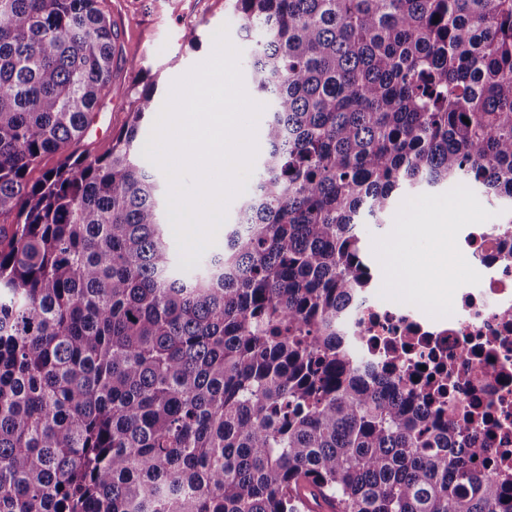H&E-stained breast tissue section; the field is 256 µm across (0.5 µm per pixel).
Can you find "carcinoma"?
<instances>
[{
  "label": "carcinoma",
  "instance_id": "obj_1",
  "mask_svg": "<svg viewBox=\"0 0 512 512\" xmlns=\"http://www.w3.org/2000/svg\"><path fill=\"white\" fill-rule=\"evenodd\" d=\"M266 151L190 268L100 0H0V512H512V472L343 335L359 224L459 184L512 224V0H228ZM103 155L70 150L107 93ZM60 164L36 182L48 154ZM132 109L131 100L126 96L110 93L103 97L91 116L84 138L70 150L105 153L112 146V136L127 124ZM252 177H253V172H252V175L251 177L249 178V181H248V184H247V187H246V190L238 195L237 197H235L231 202L230 204L228 205V208H227V218H226V221L224 222V224L221 226V228L219 229L218 231V234H217V237H216V242L213 246L209 247L201 256V259H203L204 257L208 256L209 254L215 252V251H218L219 249L222 248V246L224 245V234L225 232L228 230L229 228V225H230V222L232 221L234 215H235V212L240 204V202L242 201V199L247 195L248 193V190L251 186V182H252ZM200 259V260H201Z\"/></svg>",
  "mask_w": 512,
  "mask_h": 512
}]
</instances>
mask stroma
Listing matches in <instances>:
<instances>
[{
  "instance_id": "35a3bbf8",
  "label": "stroma",
  "mask_w": 512,
  "mask_h": 512,
  "mask_svg": "<svg viewBox=\"0 0 512 512\" xmlns=\"http://www.w3.org/2000/svg\"><path fill=\"white\" fill-rule=\"evenodd\" d=\"M103 6L118 35L115 43L112 82L127 85L137 74L154 80L160 99H167L173 81L212 53V36L227 27L229 38L242 55L250 46L241 41L236 20L224 8V0H103ZM196 31L198 45H191L188 31ZM137 69H130L129 60ZM133 106L123 95L102 98L91 116L78 151L105 153L112 137L125 127ZM460 188L456 185L427 188L411 199L398 201L384 224H364L367 261L374 273L379 296H389L392 267L384 249L396 225L426 218L437 206L457 203Z\"/></svg>"
}]
</instances>
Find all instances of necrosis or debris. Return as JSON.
Listing matches in <instances>:
<instances>
[{"label":"necrosis or debris","mask_w":512,"mask_h":512,"mask_svg":"<svg viewBox=\"0 0 512 512\" xmlns=\"http://www.w3.org/2000/svg\"><path fill=\"white\" fill-rule=\"evenodd\" d=\"M457 249L455 303L446 313L414 299L369 301L352 314L350 334L366 369H380L393 350L397 377L414 378L426 366L455 400L449 419L469 425L492 468L512 471V259L505 257L512 237L504 225L467 222ZM489 367L494 376H486Z\"/></svg>","instance_id":"4bbe7bcc"}]
</instances>
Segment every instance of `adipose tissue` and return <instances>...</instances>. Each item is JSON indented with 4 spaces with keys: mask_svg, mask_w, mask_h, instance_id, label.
<instances>
[{
    "mask_svg": "<svg viewBox=\"0 0 512 512\" xmlns=\"http://www.w3.org/2000/svg\"><path fill=\"white\" fill-rule=\"evenodd\" d=\"M453 211L448 207H440L429 218L416 224L399 225L395 235L386 246L394 271L398 278H412L413 272L403 253L402 245L415 239H427L433 242L439 255V260L430 271L429 276L434 282L430 293L431 298L437 302L448 298V242L452 227Z\"/></svg>",
    "mask_w": 512,
    "mask_h": 512,
    "instance_id": "1",
    "label": "adipose tissue"
}]
</instances>
